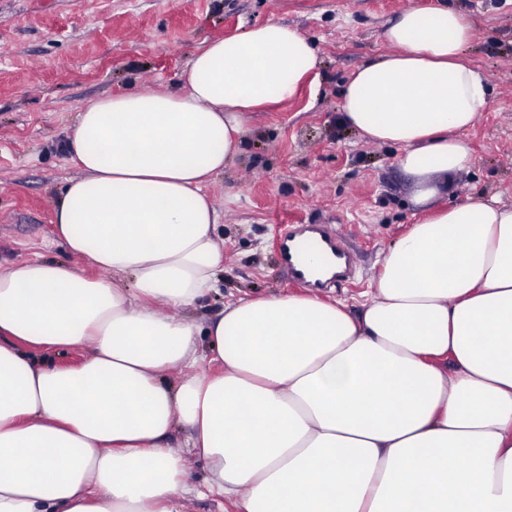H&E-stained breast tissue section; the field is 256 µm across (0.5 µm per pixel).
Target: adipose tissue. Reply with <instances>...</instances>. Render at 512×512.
<instances>
[{
    "mask_svg": "<svg viewBox=\"0 0 512 512\" xmlns=\"http://www.w3.org/2000/svg\"><path fill=\"white\" fill-rule=\"evenodd\" d=\"M472 36L455 10L407 9L385 31L392 53L342 92L344 123L400 147L423 204L434 175L473 162L462 135L488 99ZM317 64L269 21L204 44L180 90L79 113L56 234L101 274L41 257L0 270V512H183L190 455L243 512H512V206L498 198L413 225L356 311L273 294L202 327L155 310L214 288L224 242L205 188L244 114L294 97ZM203 344L220 371H196ZM76 346L81 364L56 362Z\"/></svg>",
    "mask_w": 512,
    "mask_h": 512,
    "instance_id": "1",
    "label": "adipose tissue"
}]
</instances>
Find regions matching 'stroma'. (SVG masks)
Listing matches in <instances>:
<instances>
[{"label":"stroma","instance_id":"1","mask_svg":"<svg viewBox=\"0 0 512 512\" xmlns=\"http://www.w3.org/2000/svg\"><path fill=\"white\" fill-rule=\"evenodd\" d=\"M446 5L473 27L466 54L490 94L463 135L473 165L433 177L437 195L423 205L399 148L365 141L341 122L339 105L356 67L385 54L384 31L402 11ZM270 20L315 42L317 76L292 99L248 114L209 185L224 264L187 317L203 325L228 302L297 293L279 267L280 239L297 225L341 231L357 269L318 295L356 309L388 249L431 210L469 196L512 205V0H0V270L39 256L85 267L57 240L53 220L80 174L65 143L87 103L179 90L203 44Z\"/></svg>","mask_w":512,"mask_h":512}]
</instances>
